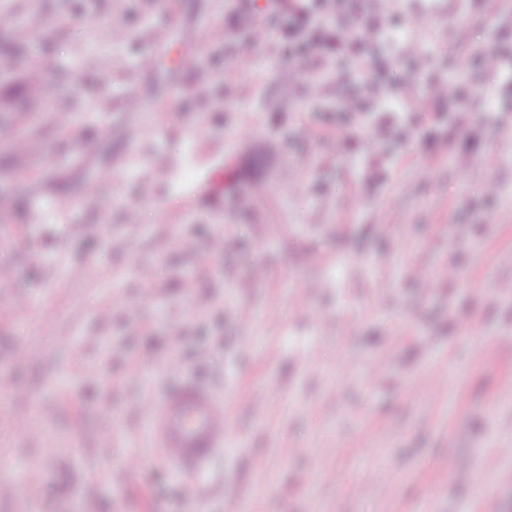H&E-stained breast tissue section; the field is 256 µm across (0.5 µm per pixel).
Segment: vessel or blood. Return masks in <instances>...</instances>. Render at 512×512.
Returning <instances> with one entry per match:
<instances>
[{
    "instance_id": "obj_1",
    "label": "vessel or blood",
    "mask_w": 512,
    "mask_h": 512,
    "mask_svg": "<svg viewBox=\"0 0 512 512\" xmlns=\"http://www.w3.org/2000/svg\"><path fill=\"white\" fill-rule=\"evenodd\" d=\"M142 411L163 459L187 473L206 466L223 448L230 428L225 398L198 382L177 383L146 401Z\"/></svg>"
}]
</instances>
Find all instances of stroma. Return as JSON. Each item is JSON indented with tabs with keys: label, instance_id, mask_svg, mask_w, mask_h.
<instances>
[{
	"label": "stroma",
	"instance_id": "35a3bbf8",
	"mask_svg": "<svg viewBox=\"0 0 512 512\" xmlns=\"http://www.w3.org/2000/svg\"><path fill=\"white\" fill-rule=\"evenodd\" d=\"M468 10L390 0L367 76L286 99L234 0H0V512H512V0ZM419 44V93L462 50L471 83L416 124ZM178 336L243 394L193 475L138 409Z\"/></svg>",
	"mask_w": 512,
	"mask_h": 512
}]
</instances>
